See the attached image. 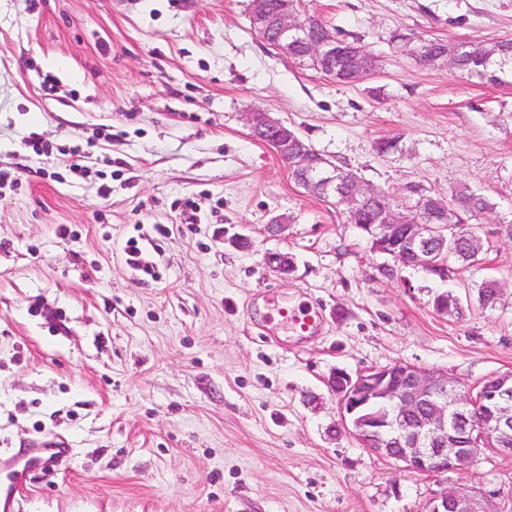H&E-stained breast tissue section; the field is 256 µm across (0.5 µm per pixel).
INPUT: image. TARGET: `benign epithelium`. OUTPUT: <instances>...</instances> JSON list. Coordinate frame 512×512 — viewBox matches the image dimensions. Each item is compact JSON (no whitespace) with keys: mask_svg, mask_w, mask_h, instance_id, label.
<instances>
[{"mask_svg":"<svg viewBox=\"0 0 512 512\" xmlns=\"http://www.w3.org/2000/svg\"><path fill=\"white\" fill-rule=\"evenodd\" d=\"M249 11L254 28L273 50L286 56L299 40L319 68L336 74L344 51L336 37L317 35L321 20L313 16L300 19L296 0H279L272 11L264 8L262 0H251ZM247 123L291 167L299 185L324 198L341 193L336 167L326 164L288 125L259 111L247 113ZM366 199L376 205L373 223L362 228L378 247L400 252L411 267L428 272L441 267L439 257L448 249V236L464 218L428 196L420 197L415 206L427 216L424 222L409 221L371 188ZM264 261L280 274L294 270L292 259L285 254L269 252ZM462 308L461 299L453 294L436 296L435 310L441 315ZM330 388L339 400L344 429L374 454L401 462L409 471L442 474L465 468L475 458V448L451 443L461 430L474 436L476 443L486 437L494 439L487 448L491 456L512 457V373L495 375L493 384L473 391L462 389L446 374L397 363L355 375L338 370ZM424 512L495 510L480 492L445 490L427 502Z\"/></svg>","mask_w":512,"mask_h":512,"instance_id":"benign-epithelium-1","label":"benign epithelium"}]
</instances>
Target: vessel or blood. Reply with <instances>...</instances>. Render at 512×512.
Instances as JSON below:
<instances>
[{"instance_id": "obj_1", "label": "vessel or blood", "mask_w": 512, "mask_h": 512, "mask_svg": "<svg viewBox=\"0 0 512 512\" xmlns=\"http://www.w3.org/2000/svg\"><path fill=\"white\" fill-rule=\"evenodd\" d=\"M69 455L68 440L51 435L35 440L7 459H0V512H16V495L31 472L53 473Z\"/></svg>"}]
</instances>
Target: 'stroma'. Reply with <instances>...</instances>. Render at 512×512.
Here are the masks:
<instances>
[{"instance_id":"1","label":"stroma","mask_w":512,"mask_h":512,"mask_svg":"<svg viewBox=\"0 0 512 512\" xmlns=\"http://www.w3.org/2000/svg\"><path fill=\"white\" fill-rule=\"evenodd\" d=\"M248 4L0 0V455L57 433L73 448L29 475L18 512H423L455 488L512 512V458L406 471L342 428L329 388L397 362L469 387L512 372V66L492 84L414 55L419 39H512V0H301L377 57L352 84L270 48ZM252 110L374 188L489 196L481 261L447 282L465 318L434 311L422 271L382 275L345 207L252 138ZM131 238L156 278L127 265ZM487 279L501 290L482 307Z\"/></svg>"}]
</instances>
